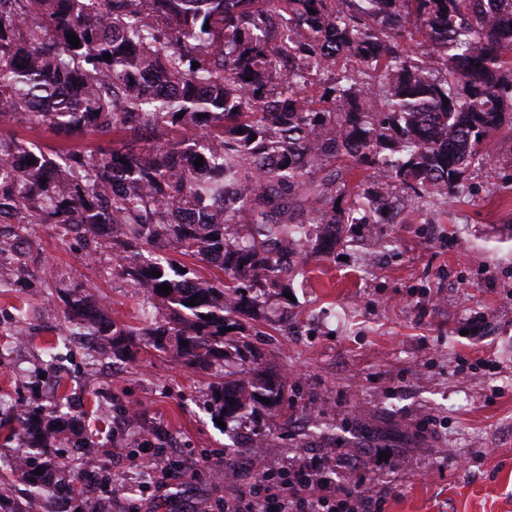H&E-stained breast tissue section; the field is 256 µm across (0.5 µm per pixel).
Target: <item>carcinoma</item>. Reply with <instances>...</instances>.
I'll return each instance as SVG.
<instances>
[{"mask_svg":"<svg viewBox=\"0 0 512 512\" xmlns=\"http://www.w3.org/2000/svg\"><path fill=\"white\" fill-rule=\"evenodd\" d=\"M494 2L0 0V125L135 141L47 153L0 136V258L32 255L31 224L111 249L162 324H118L81 294L65 301L69 321L117 353L161 336L188 367H224L210 386L222 419L283 405V386L230 364L251 357L258 296L301 273L303 247L334 254L344 225L390 224L405 195L464 193L487 167L483 140L512 130V0ZM361 166L372 178L350 184ZM174 253L209 266L219 254L220 275L182 272ZM8 425L28 448L12 473L29 493L18 503L0 481V512H32L93 468L50 454L82 439L55 409Z\"/></svg>","mask_w":512,"mask_h":512,"instance_id":"obj_1","label":"carcinoma"}]
</instances>
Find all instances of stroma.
<instances>
[{"mask_svg":"<svg viewBox=\"0 0 512 512\" xmlns=\"http://www.w3.org/2000/svg\"><path fill=\"white\" fill-rule=\"evenodd\" d=\"M483 148L490 165L465 195L348 225L347 246L307 256L267 296L249 370L285 382L288 411L222 427L208 408L216 370L142 336L127 357L70 341L75 325L52 310L66 289L120 324L162 313L113 273L111 253L32 225L33 260L0 291V419L68 399L95 444L101 512H210L262 470L319 458L383 496L381 512H512V131ZM157 447L183 467L173 483L145 467Z\"/></svg>","mask_w":512,"mask_h":512,"instance_id":"obj_1","label":"stroma"}]
</instances>
